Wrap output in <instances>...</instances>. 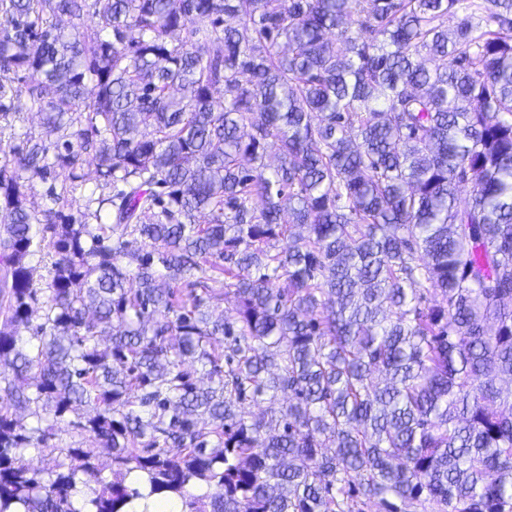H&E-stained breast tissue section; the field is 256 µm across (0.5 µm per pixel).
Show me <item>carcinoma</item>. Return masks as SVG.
<instances>
[{
	"mask_svg": "<svg viewBox=\"0 0 512 512\" xmlns=\"http://www.w3.org/2000/svg\"><path fill=\"white\" fill-rule=\"evenodd\" d=\"M97 2L0 0V130H69L0 147V512H512V0ZM83 405L115 478L43 477ZM23 111L15 120L13 121V127L12 128H5L2 134V139L4 140V144H7L6 150L8 149V145H21V140L24 138V135H21V138H19L20 134H23L25 132L33 133V135L38 136V134L41 132V124H40V116L36 113V109L32 108L29 110H26L25 107V101L22 100ZM15 133V139L11 138V134ZM84 181L79 185L71 189L69 194L66 196L61 206H64L66 212H71L76 216H79L80 212L85 211L86 199L93 192L95 197L104 193H107V189H103L96 179V174L93 171L85 170ZM91 412L89 407H80L76 412L68 413L61 420L55 422V436L49 443L59 448H66L74 442L85 441L83 436L80 435L79 430L73 426V422L80 420V417L86 416Z\"/></svg>",
	"mask_w": 512,
	"mask_h": 512,
	"instance_id": "cac0c4a2",
	"label": "carcinoma"
}]
</instances>
